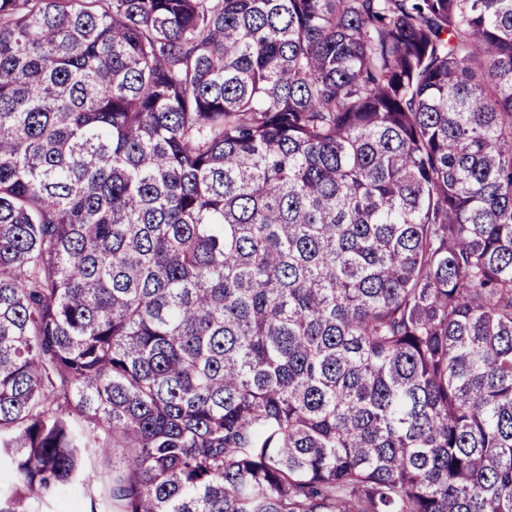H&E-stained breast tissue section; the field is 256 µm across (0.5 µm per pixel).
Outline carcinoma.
<instances>
[{
  "label": "carcinoma",
  "mask_w": 512,
  "mask_h": 512,
  "mask_svg": "<svg viewBox=\"0 0 512 512\" xmlns=\"http://www.w3.org/2000/svg\"><path fill=\"white\" fill-rule=\"evenodd\" d=\"M512 512V0H0V512ZM107 463L94 460L93 466H87L91 482L83 486H68L59 490L53 497L34 504L33 512H102L101 478ZM102 465V466H101Z\"/></svg>",
  "instance_id": "cac0c4a2"
}]
</instances>
